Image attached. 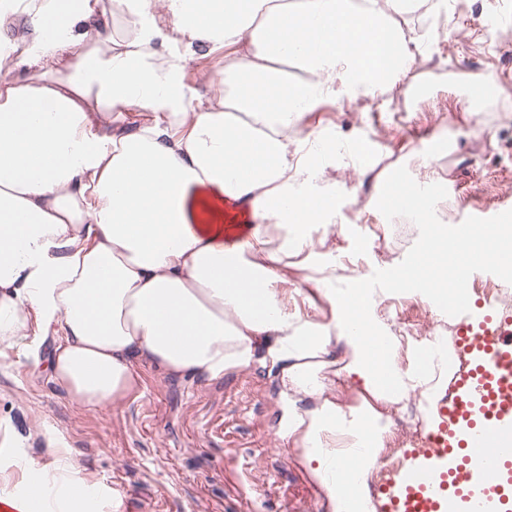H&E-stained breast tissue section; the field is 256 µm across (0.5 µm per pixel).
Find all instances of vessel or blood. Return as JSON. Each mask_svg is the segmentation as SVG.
<instances>
[{
    "label": "vessel or blood",
    "instance_id": "obj_1",
    "mask_svg": "<svg viewBox=\"0 0 512 512\" xmlns=\"http://www.w3.org/2000/svg\"><path fill=\"white\" fill-rule=\"evenodd\" d=\"M485 223L472 209L448 250ZM458 350L466 367L429 407L423 443L381 472L380 512H512V319L470 315Z\"/></svg>",
    "mask_w": 512,
    "mask_h": 512
}]
</instances>
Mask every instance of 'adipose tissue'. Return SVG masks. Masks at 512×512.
Here are the masks:
<instances>
[{
  "mask_svg": "<svg viewBox=\"0 0 512 512\" xmlns=\"http://www.w3.org/2000/svg\"><path fill=\"white\" fill-rule=\"evenodd\" d=\"M428 0H0V352L30 326L54 339L51 380L101 409L134 392L141 367L214 379L260 366L281 421L331 512H375L366 483L390 410L428 395L444 354L401 361L380 308L410 290L439 314L462 272L512 282V225L427 224L386 287L306 277L330 320L280 294L307 230L336 198L315 183L334 153L303 123L323 100L392 87L416 49L388 11ZM217 79L192 90L200 52ZM340 365L363 396L343 409L319 372ZM40 471L52 512L102 503L69 449Z\"/></svg>",
  "mask_w": 512,
  "mask_h": 512,
  "instance_id": "obj_1",
  "label": "adipose tissue"
}]
</instances>
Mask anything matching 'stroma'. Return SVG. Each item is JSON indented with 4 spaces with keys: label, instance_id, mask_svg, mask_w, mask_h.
Instances as JSON below:
<instances>
[{
    "label": "stroma",
    "instance_id": "stroma-1",
    "mask_svg": "<svg viewBox=\"0 0 512 512\" xmlns=\"http://www.w3.org/2000/svg\"><path fill=\"white\" fill-rule=\"evenodd\" d=\"M444 10L439 22L423 8L392 17L420 46L416 79L307 113L308 125L339 146L359 144L371 162L364 177L354 154L319 173V185L338 197L331 230L310 231L315 262L377 281L410 259L414 244L393 246L366 231L394 218L379 199L397 171L439 186L431 223H460L474 207L512 222V143L502 141L512 129V29L497 25L512 15V0H447ZM482 77L493 95H483ZM357 239L364 251L354 249ZM383 315L397 336L458 337L459 321L410 292H393ZM51 345L32 333L0 355V486L24 485L26 462L51 468L53 448L63 446L89 481L119 492V507L103 512H329L301 449L277 434V391L261 367L214 380L146 367L138 390L93 411L50 381L40 361Z\"/></svg>",
    "mask_w": 512,
    "mask_h": 512
}]
</instances>
